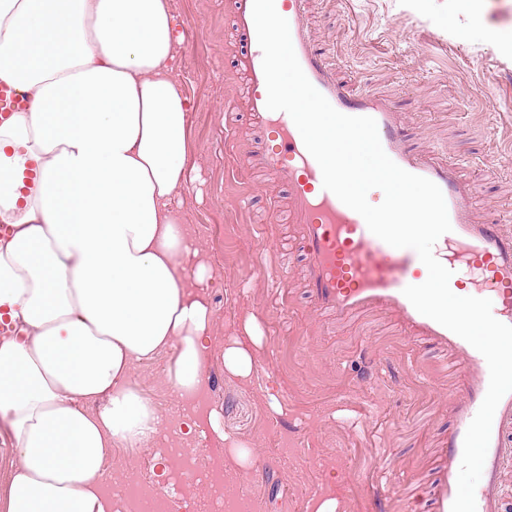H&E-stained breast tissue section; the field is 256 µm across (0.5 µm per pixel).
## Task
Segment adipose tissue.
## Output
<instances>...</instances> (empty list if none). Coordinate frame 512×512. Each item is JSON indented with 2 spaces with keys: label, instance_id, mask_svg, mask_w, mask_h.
<instances>
[{
  "label": "adipose tissue",
  "instance_id": "obj_1",
  "mask_svg": "<svg viewBox=\"0 0 512 512\" xmlns=\"http://www.w3.org/2000/svg\"><path fill=\"white\" fill-rule=\"evenodd\" d=\"M465 38L512 50L482 0ZM171 0H0V81L27 108L0 122V426L18 464L6 512H112L114 447L157 416L126 385L173 347L176 394L198 391L211 309L182 219L192 102L176 73Z\"/></svg>",
  "mask_w": 512,
  "mask_h": 512
}]
</instances>
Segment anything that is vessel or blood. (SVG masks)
<instances>
[{
  "mask_svg": "<svg viewBox=\"0 0 512 512\" xmlns=\"http://www.w3.org/2000/svg\"><path fill=\"white\" fill-rule=\"evenodd\" d=\"M252 6L253 0H232L235 72L241 78L247 127L254 134L242 163L247 169L263 170L288 189V221L302 249L305 286L314 312L334 324L370 310H384L399 319L407 335L422 337L448 356V368L455 373L448 398L452 424L431 477L430 512H451L457 492L456 463L489 385L487 361L464 339L413 307L403 290L427 278L417 253L386 244L368 230L358 213L324 189L321 169L291 117L267 109ZM275 7L289 24L297 59L314 87L339 112L373 118L386 154L404 170L440 187L452 226L440 238L446 250L445 264L452 273V292L492 298L498 320L512 325V226L479 219L470 179L457 163L434 150L412 148L400 114L385 99L336 82L313 45L306 0H275ZM26 105L22 95L0 83V122ZM511 468L512 392L503 396L494 414L484 479L475 492L477 512H504L506 504L512 503V488L503 481Z\"/></svg>",
  "mask_w": 512,
  "mask_h": 512,
  "instance_id": "1",
  "label": "vessel or blood"
}]
</instances>
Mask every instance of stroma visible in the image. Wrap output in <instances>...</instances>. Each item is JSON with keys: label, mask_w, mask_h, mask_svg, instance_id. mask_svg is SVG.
Segmentation results:
<instances>
[{"label": "stroma", "mask_w": 512, "mask_h": 512, "mask_svg": "<svg viewBox=\"0 0 512 512\" xmlns=\"http://www.w3.org/2000/svg\"><path fill=\"white\" fill-rule=\"evenodd\" d=\"M179 74L192 101V180L184 221L212 270L207 385L184 439L220 464L230 489L246 485L250 512H407L405 497L425 486L433 451L449 425L453 378L443 355L406 337L393 318L370 312L324 331L301 286L300 260L288 251L290 225L272 220L287 188L241 172L249 141L235 97L226 40L230 0H172ZM316 50L337 80L381 95L400 112L408 143L433 149L462 168L485 220L512 218V54L449 26L467 18L455 0H307ZM283 252L288 285L278 287L271 260ZM254 319L246 378L224 371L227 345L245 341ZM177 352L134 364L128 388L171 417L169 384ZM158 443L117 447L106 463L105 490L132 482L165 486L176 512H221L203 486L183 493L161 468Z\"/></svg>", "instance_id": "35a3bbf8"}]
</instances>
